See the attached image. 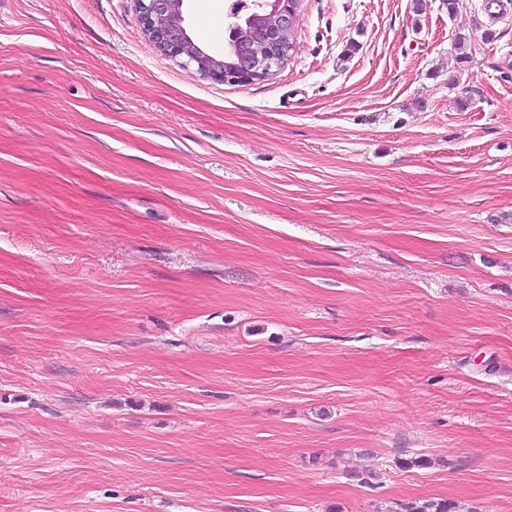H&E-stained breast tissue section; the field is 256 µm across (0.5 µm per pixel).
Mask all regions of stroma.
<instances>
[{"label": "stroma", "instance_id": "obj_1", "mask_svg": "<svg viewBox=\"0 0 512 512\" xmlns=\"http://www.w3.org/2000/svg\"><path fill=\"white\" fill-rule=\"evenodd\" d=\"M295 42L230 85L136 0H0V512H512V14Z\"/></svg>", "mask_w": 512, "mask_h": 512}]
</instances>
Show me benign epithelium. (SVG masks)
Returning <instances> with one entry per match:
<instances>
[{
  "instance_id": "7a95c632",
  "label": "benign epithelium",
  "mask_w": 512,
  "mask_h": 512,
  "mask_svg": "<svg viewBox=\"0 0 512 512\" xmlns=\"http://www.w3.org/2000/svg\"><path fill=\"white\" fill-rule=\"evenodd\" d=\"M142 34L157 50L193 76L245 85L270 76L291 56L288 33L299 14L290 0H252L251 7H231L225 25L231 39L223 53L204 50L193 38L183 15L184 0H136Z\"/></svg>"
}]
</instances>
